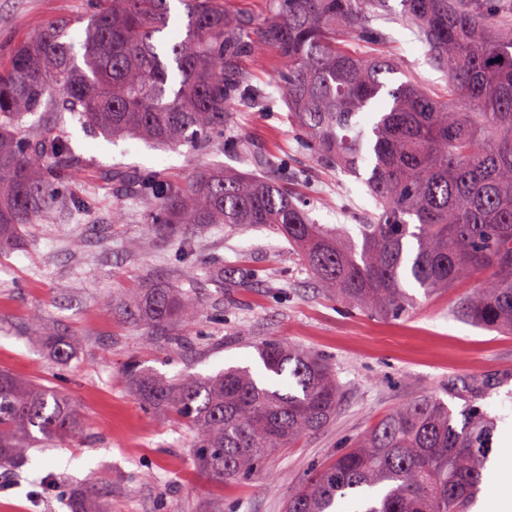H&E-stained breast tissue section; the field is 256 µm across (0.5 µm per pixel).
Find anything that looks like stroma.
<instances>
[{"instance_id": "obj_1", "label": "stroma", "mask_w": 512, "mask_h": 512, "mask_svg": "<svg viewBox=\"0 0 512 512\" xmlns=\"http://www.w3.org/2000/svg\"><path fill=\"white\" fill-rule=\"evenodd\" d=\"M386 18L373 20L407 75L441 92L448 87L403 12L388 0ZM86 0H0V58L14 40L61 15L84 16ZM253 79L269 103L246 107L224 133L226 151L207 155L90 136L73 121L65 131L89 167L71 174L75 195L90 207H57L45 224L22 228L18 249L0 255V369L61 389L75 403L83 430L47 448H34L24 465L0 469V512H69L74 488L94 491L110 512H284L289 494L336 452L406 399L436 394L454 411L456 392L470 379L487 381L481 407L496 418L489 470L512 468V447L501 438L512 426V335L477 328L453 312L456 299L483 282L425 295L414 289L408 315L380 318L351 309L319 288L284 238L262 228L179 225L159 235L147 205L113 181L115 170L165 171L187 179L221 163L249 172L241 148L285 155L306 172L289 191L305 202L316 224H359L376 210L355 176L329 171L301 143L285 116L269 51L255 59ZM125 211L124 223L112 221ZM247 270L248 287H228L227 276ZM168 286L193 293L200 314L149 329L127 318L124 296L136 288ZM185 339L171 344L167 333ZM51 336H71L67 362L46 347ZM276 339L316 353L335 369L343 388L339 411L323 430L304 436L247 477L216 482L193 459L195 431L177 418L145 407L129 388L125 368L137 362L171 379L208 376L230 366L257 367L256 343Z\"/></svg>"}]
</instances>
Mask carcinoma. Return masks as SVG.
<instances>
[{"mask_svg":"<svg viewBox=\"0 0 512 512\" xmlns=\"http://www.w3.org/2000/svg\"><path fill=\"white\" fill-rule=\"evenodd\" d=\"M94 0L87 18L57 17L17 41L0 61V253L24 224H45L85 165L61 134L71 118L106 139L135 136L192 152L221 150L242 107L268 98L248 64L274 54L288 122L324 165L359 173L377 203L366 224H313L281 182L300 177L288 158L256 156L264 174L222 165L180 181L165 172H118L129 194L155 209L159 233L178 224L263 227L288 242L321 287L376 315L412 309L427 295L478 273L482 287L456 314L512 335V14L498 0H403L404 13L448 92L436 95L398 73L391 56L364 57L387 0H269L259 18L224 0ZM86 23L81 28L79 24ZM82 64H77V56ZM31 127L32 134L24 133ZM130 315L165 327L196 316L179 288H144ZM68 359L71 339L47 340ZM262 369L168 380L135 362L127 382L151 408L196 431V466L215 480L262 468L277 451L325 428L342 388L321 356L277 340L257 346ZM454 411L437 395L406 400L288 496L285 512H468L492 450L495 419L475 403ZM82 420L58 391L0 370V468L34 446L78 431ZM70 512H107L78 490Z\"/></svg>","mask_w":512,"mask_h":512,"instance_id":"carcinoma-1","label":"carcinoma"}]
</instances>
